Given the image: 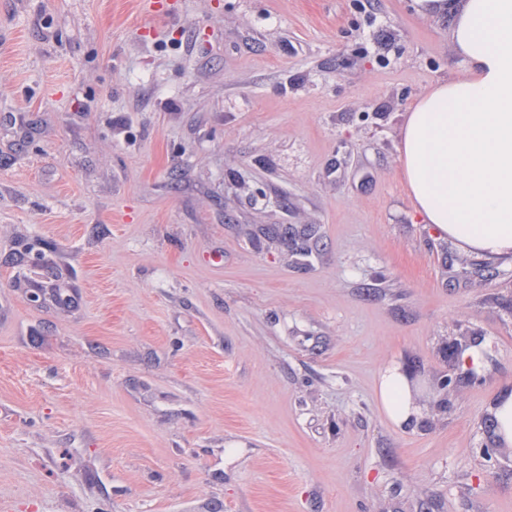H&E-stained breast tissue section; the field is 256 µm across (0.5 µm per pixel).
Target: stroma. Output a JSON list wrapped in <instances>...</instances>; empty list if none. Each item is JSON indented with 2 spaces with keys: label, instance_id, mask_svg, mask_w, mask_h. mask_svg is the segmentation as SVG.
Listing matches in <instances>:
<instances>
[{
  "label": "stroma",
  "instance_id": "1",
  "mask_svg": "<svg viewBox=\"0 0 512 512\" xmlns=\"http://www.w3.org/2000/svg\"><path fill=\"white\" fill-rule=\"evenodd\" d=\"M161 2L0 0V502L512 512V259L424 223L400 173L463 69L449 18ZM408 385L397 368L388 369L380 376L378 398L389 420L398 427L415 420L417 410L408 401Z\"/></svg>",
  "mask_w": 512,
  "mask_h": 512
}]
</instances>
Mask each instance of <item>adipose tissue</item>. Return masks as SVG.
Here are the masks:
<instances>
[{
    "instance_id": "1",
    "label": "adipose tissue",
    "mask_w": 512,
    "mask_h": 512,
    "mask_svg": "<svg viewBox=\"0 0 512 512\" xmlns=\"http://www.w3.org/2000/svg\"><path fill=\"white\" fill-rule=\"evenodd\" d=\"M450 18L462 76L434 83L409 112L401 172L426 223L462 246L512 257V0H416ZM396 369L378 398L398 427L417 415Z\"/></svg>"
}]
</instances>
